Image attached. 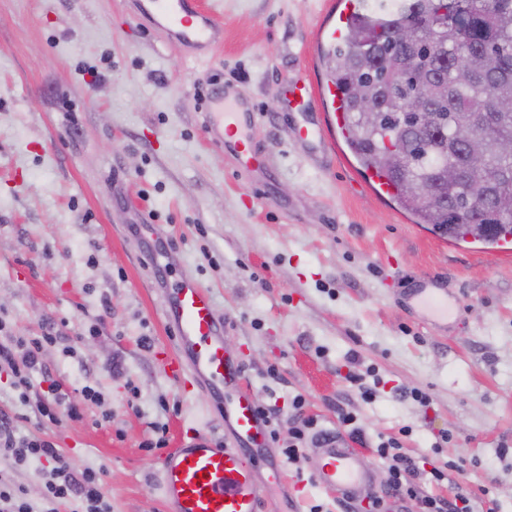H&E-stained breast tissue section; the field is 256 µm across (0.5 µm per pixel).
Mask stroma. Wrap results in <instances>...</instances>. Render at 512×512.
Wrapping results in <instances>:
<instances>
[{
    "label": "stroma",
    "instance_id": "35a3bbf8",
    "mask_svg": "<svg viewBox=\"0 0 512 512\" xmlns=\"http://www.w3.org/2000/svg\"><path fill=\"white\" fill-rule=\"evenodd\" d=\"M205 2L224 42L197 59L137 21L128 0H0V321L13 336L56 337L28 401L0 371V410L105 471L112 512H165L155 440L226 436L208 390L168 366L177 345L163 284L192 276L246 387L279 408L280 441L295 397L328 432L351 411L376 487L386 471L373 448L398 436L415 461L465 459L470 488L512 512V259L479 243L448 249L376 191L325 99L287 103L293 79L326 84L312 37L337 23L324 0ZM224 84L255 107L262 174L239 173L205 134V102ZM312 117L330 143L294 138ZM146 221L166 246L157 267L140 250ZM426 277L455 305L447 329L405 302ZM368 370L377 385L366 401L347 376ZM51 380L73 402L86 385L102 399L82 419L43 420L36 400ZM271 454L282 480L259 512H341L314 480L315 437L301 465ZM0 481L23 485L41 512V466L2 459Z\"/></svg>",
    "mask_w": 512,
    "mask_h": 512
}]
</instances>
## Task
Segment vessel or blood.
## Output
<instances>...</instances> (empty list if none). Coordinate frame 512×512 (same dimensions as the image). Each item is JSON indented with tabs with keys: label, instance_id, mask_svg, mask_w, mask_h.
Returning a JSON list of instances; mask_svg holds the SVG:
<instances>
[{
	"label": "vessel or blood",
	"instance_id": "1",
	"mask_svg": "<svg viewBox=\"0 0 512 512\" xmlns=\"http://www.w3.org/2000/svg\"><path fill=\"white\" fill-rule=\"evenodd\" d=\"M134 16L165 29L171 40L196 56L211 54L224 40V28L201 0H131ZM255 120L248 104L219 91L204 114V129L213 143L233 144L241 169L254 172L259 153L250 142ZM415 304L432 321L447 320L448 293L418 288ZM166 323L176 334L179 355L172 369L206 385L234 438L222 444L198 433L169 449L160 462L159 485L167 512H258L264 487L278 484L280 472L260 473L255 449L266 445V426L254 398L242 387V369L224 349V321L210 294L194 278H181L163 302ZM322 465L315 475L322 488L352 497L370 493L372 470L356 450L335 435L321 439Z\"/></svg>",
	"mask_w": 512,
	"mask_h": 512
}]
</instances>
